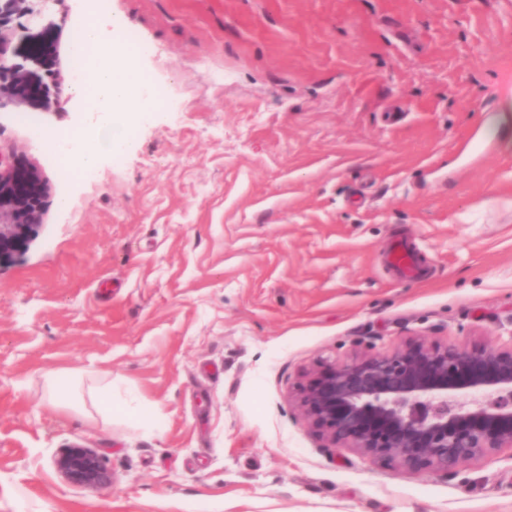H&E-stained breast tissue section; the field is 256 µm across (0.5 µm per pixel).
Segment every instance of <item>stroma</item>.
<instances>
[{
	"label": "stroma",
	"mask_w": 512,
	"mask_h": 512,
	"mask_svg": "<svg viewBox=\"0 0 512 512\" xmlns=\"http://www.w3.org/2000/svg\"><path fill=\"white\" fill-rule=\"evenodd\" d=\"M89 8L59 0L33 35L48 97L0 101V155L47 186L0 265V512H512V450L374 465L288 399L363 339L501 344L512 0H112L166 100L78 178L39 134L110 132L74 93ZM401 239L418 279L386 260ZM73 444L110 488L60 477Z\"/></svg>",
	"instance_id": "obj_1"
}]
</instances>
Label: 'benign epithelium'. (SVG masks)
<instances>
[{
  "mask_svg": "<svg viewBox=\"0 0 512 512\" xmlns=\"http://www.w3.org/2000/svg\"><path fill=\"white\" fill-rule=\"evenodd\" d=\"M57 0H0V29L23 16L22 39ZM45 67L40 53L6 58L0 48V87L17 99L27 92L28 64ZM16 168L0 159V262L26 249L41 213L19 224L13 210ZM501 348L462 351L446 342L414 338L391 351L358 342L341 363L324 360L297 378L294 408L325 448H349L374 465L396 461L409 471L441 475L501 448L512 449V328ZM70 484L112 485V473L90 448L71 445L55 458Z\"/></svg>",
  "mask_w": 512,
  "mask_h": 512,
  "instance_id": "1",
  "label": "benign epithelium"
}]
</instances>
